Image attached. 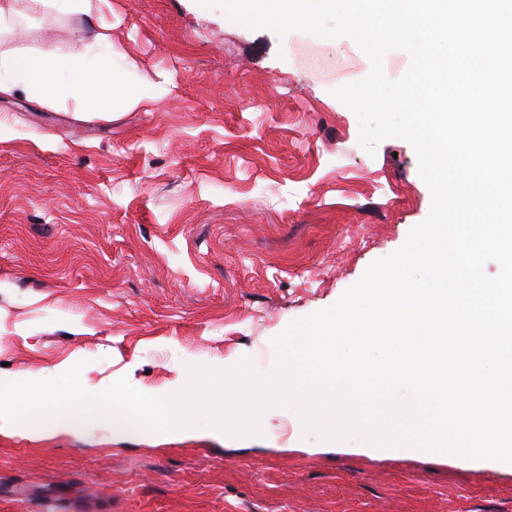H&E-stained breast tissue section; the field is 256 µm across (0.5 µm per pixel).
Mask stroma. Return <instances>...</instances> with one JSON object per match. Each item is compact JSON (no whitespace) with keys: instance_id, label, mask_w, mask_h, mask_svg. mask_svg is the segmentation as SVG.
Listing matches in <instances>:
<instances>
[{"instance_id":"stroma-1","label":"stroma","mask_w":512,"mask_h":512,"mask_svg":"<svg viewBox=\"0 0 512 512\" xmlns=\"http://www.w3.org/2000/svg\"><path fill=\"white\" fill-rule=\"evenodd\" d=\"M16 7L0 53L115 55L128 88L163 92L85 116L70 98L0 97V378L79 363L97 393L122 377L168 390L245 356L269 371L273 337L427 219L413 146L367 153L331 94L371 70L351 38H281L196 0ZM0 512H512V467L342 454L293 406L220 439L92 422L0 433Z\"/></svg>"}]
</instances>
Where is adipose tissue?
I'll list each match as a JSON object with an SVG mask.
<instances>
[{
	"mask_svg": "<svg viewBox=\"0 0 512 512\" xmlns=\"http://www.w3.org/2000/svg\"><path fill=\"white\" fill-rule=\"evenodd\" d=\"M37 91L47 99L65 93L84 112H106L116 102L133 107L157 93L151 80H144L136 94L125 95L117 67L95 69L81 61L59 66L53 59L40 56L0 54V96Z\"/></svg>",
	"mask_w": 512,
	"mask_h": 512,
	"instance_id": "obj_1",
	"label": "adipose tissue"
}]
</instances>
